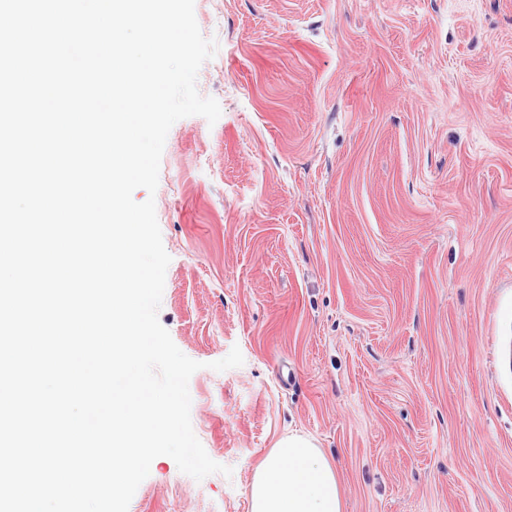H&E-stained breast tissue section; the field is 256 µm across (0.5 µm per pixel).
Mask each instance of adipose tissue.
<instances>
[{
	"label": "adipose tissue",
	"mask_w": 512,
	"mask_h": 512,
	"mask_svg": "<svg viewBox=\"0 0 512 512\" xmlns=\"http://www.w3.org/2000/svg\"><path fill=\"white\" fill-rule=\"evenodd\" d=\"M251 512H343L334 465L314 439H281L256 469L249 487Z\"/></svg>",
	"instance_id": "ef3b65f1"
}]
</instances>
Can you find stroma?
<instances>
[{
	"label": "stroma",
	"instance_id": "stroma-1",
	"mask_svg": "<svg viewBox=\"0 0 512 512\" xmlns=\"http://www.w3.org/2000/svg\"><path fill=\"white\" fill-rule=\"evenodd\" d=\"M215 98L170 129L158 318L231 476L157 457L129 512H250L288 434L344 512H512V0H195ZM239 347L241 367L212 362Z\"/></svg>",
	"mask_w": 512,
	"mask_h": 512
}]
</instances>
